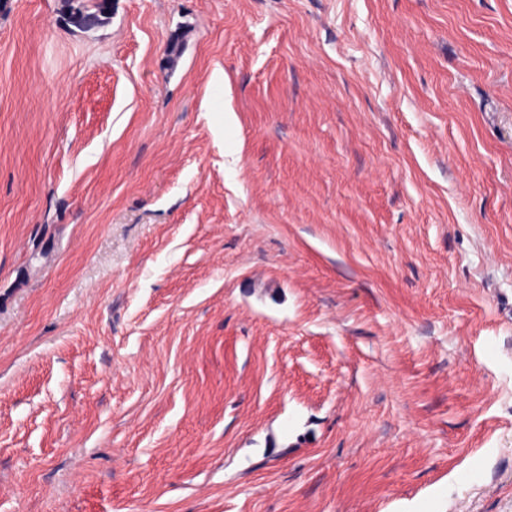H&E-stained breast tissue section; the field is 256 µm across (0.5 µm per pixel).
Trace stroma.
<instances>
[{"mask_svg":"<svg viewBox=\"0 0 512 512\" xmlns=\"http://www.w3.org/2000/svg\"><path fill=\"white\" fill-rule=\"evenodd\" d=\"M0 512H512V0H0ZM64 20L80 29L108 24L112 18V0H64Z\"/></svg>","mask_w":512,"mask_h":512,"instance_id":"obj_1","label":"stroma"}]
</instances>
